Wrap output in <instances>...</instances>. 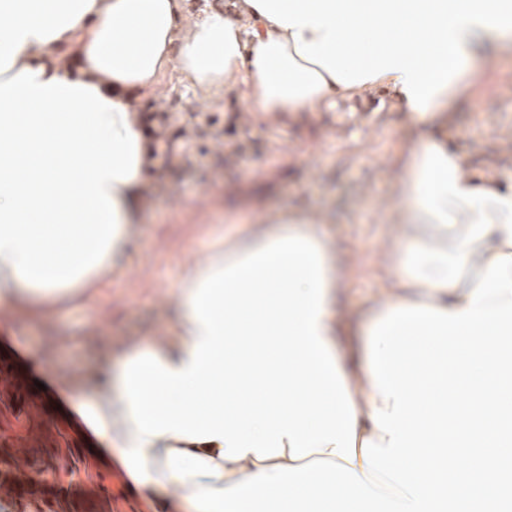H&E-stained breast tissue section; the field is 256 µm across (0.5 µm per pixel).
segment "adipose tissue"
I'll return each mask as SVG.
<instances>
[{
	"instance_id": "obj_1",
	"label": "adipose tissue",
	"mask_w": 512,
	"mask_h": 512,
	"mask_svg": "<svg viewBox=\"0 0 512 512\" xmlns=\"http://www.w3.org/2000/svg\"><path fill=\"white\" fill-rule=\"evenodd\" d=\"M183 0H0V315H38L98 285L144 219L150 151L129 90L170 66L205 92L239 89L291 118L391 89L417 138L384 211L397 234L367 310L340 307L351 279L322 220L303 209L249 220L195 263L167 337L146 336L58 410L73 442L105 444L110 474L176 512L322 458L365 475L362 442H388L391 410L369 337L398 307L459 313L478 274L512 256V186L470 174L432 134L512 56V0H238L182 29Z\"/></svg>"
}]
</instances>
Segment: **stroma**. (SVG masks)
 <instances>
[{"instance_id": "obj_1", "label": "stroma", "mask_w": 512, "mask_h": 512, "mask_svg": "<svg viewBox=\"0 0 512 512\" xmlns=\"http://www.w3.org/2000/svg\"><path fill=\"white\" fill-rule=\"evenodd\" d=\"M141 111L154 117L150 210L130 258L92 295L44 308L35 318L16 312L0 333V358L19 355L22 386L14 392L0 373V430L19 437L0 445V458L45 476L66 470L43 495L0 489L9 512H93L104 501L112 512H173V497L147 498L133 482L108 476L85 482L83 471L99 468V457L72 446L65 424L46 408L62 381L90 373L141 337H162L186 269L238 230L225 222V210L244 202L259 211L308 208L327 219L339 258L354 268L343 306L365 310L381 288V252L395 232L383 210L413 134L388 95L340 102L296 122L265 121L239 92L206 98L172 70L143 99ZM446 132L470 170L512 174L511 59L491 63L483 84L453 105ZM39 382L45 389L37 396Z\"/></svg>"}]
</instances>
